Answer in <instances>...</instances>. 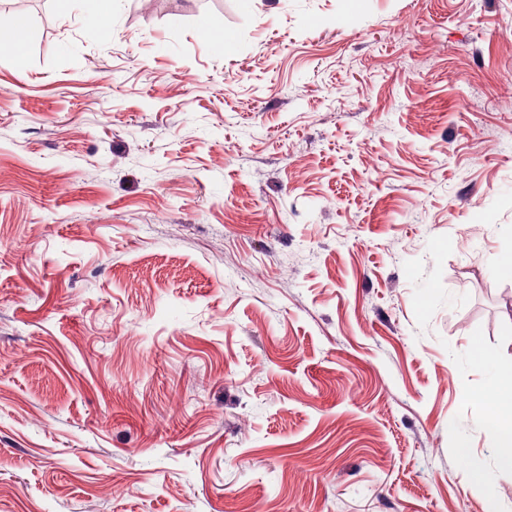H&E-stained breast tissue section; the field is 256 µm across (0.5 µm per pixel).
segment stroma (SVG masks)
I'll return each instance as SVG.
<instances>
[{"instance_id":"stroma-1","label":"stroma","mask_w":512,"mask_h":512,"mask_svg":"<svg viewBox=\"0 0 512 512\" xmlns=\"http://www.w3.org/2000/svg\"><path fill=\"white\" fill-rule=\"evenodd\" d=\"M23 14L0 512H512L469 466L512 365V0Z\"/></svg>"}]
</instances>
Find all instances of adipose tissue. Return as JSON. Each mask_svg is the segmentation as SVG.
<instances>
[{
	"label": "adipose tissue",
	"instance_id": "adipose-tissue-1",
	"mask_svg": "<svg viewBox=\"0 0 512 512\" xmlns=\"http://www.w3.org/2000/svg\"><path fill=\"white\" fill-rule=\"evenodd\" d=\"M471 405L490 411L486 432L498 448V468L512 473V369L499 371L489 386L474 393Z\"/></svg>",
	"mask_w": 512,
	"mask_h": 512
}]
</instances>
